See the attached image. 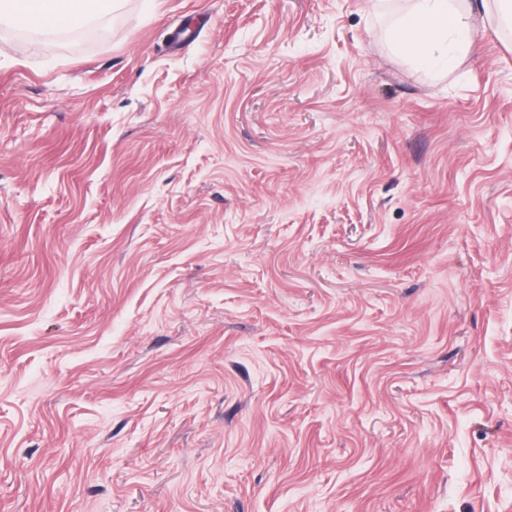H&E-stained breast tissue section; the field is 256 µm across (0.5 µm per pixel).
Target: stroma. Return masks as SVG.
<instances>
[{"label":"stroma","mask_w":512,"mask_h":512,"mask_svg":"<svg viewBox=\"0 0 512 512\" xmlns=\"http://www.w3.org/2000/svg\"><path fill=\"white\" fill-rule=\"evenodd\" d=\"M404 7L0 26V512H512V27ZM407 1L406 10L391 29V52L399 59L436 71H448L467 55L477 15L490 16L488 2H492Z\"/></svg>","instance_id":"1"}]
</instances>
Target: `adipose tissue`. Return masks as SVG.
<instances>
[{"label":"adipose tissue","mask_w":512,"mask_h":512,"mask_svg":"<svg viewBox=\"0 0 512 512\" xmlns=\"http://www.w3.org/2000/svg\"><path fill=\"white\" fill-rule=\"evenodd\" d=\"M122 0H0V22L18 30H73L117 10ZM498 7L512 16V0H409L391 29L390 49L402 60L445 71L467 55L475 20Z\"/></svg>","instance_id":"1"}]
</instances>
